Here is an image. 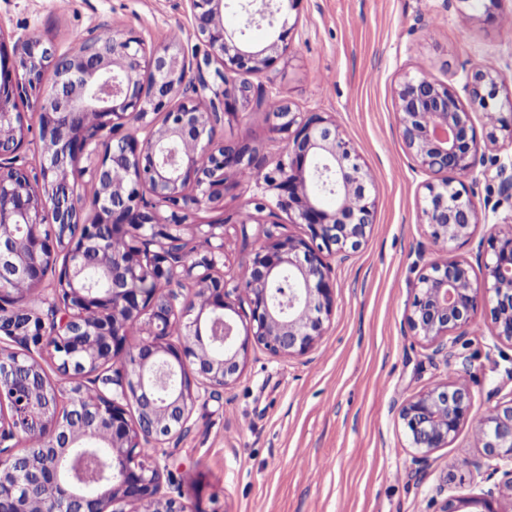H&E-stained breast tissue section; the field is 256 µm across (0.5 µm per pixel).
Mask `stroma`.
Instances as JSON below:
<instances>
[{
  "label": "stroma",
  "mask_w": 512,
  "mask_h": 512,
  "mask_svg": "<svg viewBox=\"0 0 512 512\" xmlns=\"http://www.w3.org/2000/svg\"><path fill=\"white\" fill-rule=\"evenodd\" d=\"M289 24L287 54L252 82L295 111L335 115L373 177V225L352 256L334 264L336 310L316 349L283 358L252 346L237 381L197 399L187 432L165 443L164 490L190 512H438V486L472 497L492 485L475 467L482 450L474 428L489 405L512 398V345L492 336L483 307L478 329L458 337L449 362L405 323L421 273L416 250L428 241L420 221L426 177L400 137L395 89L405 76L428 75L465 102L468 75L480 66L504 76L501 94L512 96V0L489 12L468 0H302ZM112 28L149 41L176 37L189 55L205 50L181 0H0L1 31L51 39L61 54L88 31ZM471 113L480 160L467 185L481 222L458 250L468 259L489 225L512 217L494 179L499 164L512 162V139L488 140L481 110ZM219 135L256 147L268 173L285 156L254 103ZM250 196L245 186L229 188L223 203L188 218L224 219L229 279L268 234L304 232L282 211L241 227ZM463 364L471 417L417 477L400 407Z\"/></svg>",
  "instance_id": "1"
}]
</instances>
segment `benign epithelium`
Segmentation results:
<instances>
[{
  "mask_svg": "<svg viewBox=\"0 0 512 512\" xmlns=\"http://www.w3.org/2000/svg\"><path fill=\"white\" fill-rule=\"evenodd\" d=\"M194 34L207 47L188 57L174 38L147 43L137 32L90 31L69 54L28 38L9 44L0 32V512H24L30 498L39 512H187L162 492L159 461L143 462L144 448H158L186 430L200 391L232 385L250 347L279 357L309 354L325 333L336 307V281L329 257L356 249L370 231L376 209L371 174L325 112H296L278 95L270 131L286 143L287 160L274 176L262 173L258 150L224 143L217 128L237 115L254 86L244 76L268 72L288 52L291 29L282 15L302 0H250L242 6L276 30L274 41L253 51L224 27V0H183ZM54 82L42 84L43 72ZM505 78L481 67L469 74L471 101L484 113L487 137L512 138V101L499 98ZM401 137L426 183L422 223L441 253L425 265L406 316L410 332L448 351V337L474 322L478 305L491 304L492 335L512 345V219L491 225L487 249L478 250L482 278L455 255L472 238L479 213L465 181L478 139L471 113L456 92L430 76L405 77L395 89ZM34 109L35 124L17 101ZM511 114L504 115V108ZM38 129L39 164L21 161ZM192 142L196 151L177 148ZM89 165H82V160ZM124 178L115 181L111 172ZM250 171L255 189L247 204L255 213H288L304 226L301 236L268 233L229 286L223 274L224 222L188 224L189 214L224 199L226 172ZM89 175L96 186L94 222L83 219L76 191ZM499 193L512 198V164L497 167ZM336 199L326 208L320 196ZM247 212L242 223L256 220ZM206 243L187 250L185 232ZM120 234L126 251L115 255L108 238ZM101 268L107 287L84 278L89 263ZM54 274L47 317L18 320L3 302L43 286ZM200 286L176 308L173 286ZM243 292L251 313L239 334L233 295ZM199 310L194 316L192 312ZM224 324V335L202 331L201 314ZM141 327L146 338L132 345ZM184 333L173 343L169 337ZM44 336L58 375L71 381L66 403L61 387L31 350L28 337ZM95 376L104 390L84 400L81 379ZM472 412L461 375L428 387L400 408L417 472L445 448ZM483 459L475 467L509 479L480 497L450 496L439 512H499L494 503L512 500V399L487 408L475 430ZM104 438L108 452L96 484L74 467ZM33 443L27 456L18 441Z\"/></svg>",
  "mask_w": 512,
  "mask_h": 512,
  "instance_id": "obj_1",
  "label": "benign epithelium"
}]
</instances>
